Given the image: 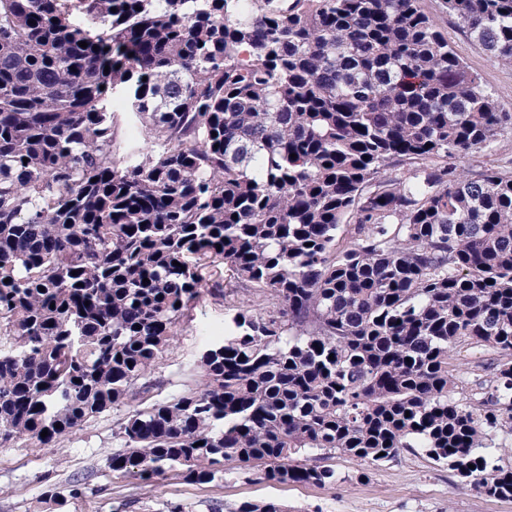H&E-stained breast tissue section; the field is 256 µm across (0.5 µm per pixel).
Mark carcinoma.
Instances as JSON below:
<instances>
[{"mask_svg":"<svg viewBox=\"0 0 512 512\" xmlns=\"http://www.w3.org/2000/svg\"><path fill=\"white\" fill-rule=\"evenodd\" d=\"M442 3L512 67V0ZM507 131L422 0H0V442L124 406L119 477L421 448L511 499L512 170L448 163ZM205 293L224 338L154 400ZM490 357H492L491 354L477 349H463L455 356V359L452 363L454 368L457 369L458 375L466 381L467 390H470V388H475V378L468 374V372L471 371L475 364H477L480 360Z\"/></svg>","mask_w":512,"mask_h":512,"instance_id":"cac0c4a2","label":"carcinoma"}]
</instances>
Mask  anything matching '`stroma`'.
Returning a JSON list of instances; mask_svg holds the SVG:
<instances>
[{
  "mask_svg": "<svg viewBox=\"0 0 512 512\" xmlns=\"http://www.w3.org/2000/svg\"><path fill=\"white\" fill-rule=\"evenodd\" d=\"M456 53L475 72L482 87L512 112V68L496 62L447 14L441 0H424ZM232 310L203 296L180 327L173 351L160 365L161 396L181 392L197 377V360L209 344L202 328L223 327ZM122 413L110 410L51 447L21 443L0 446V512H237L244 502H275L286 512H512V499L487 497L460 484L447 465L422 449L403 448L392 460L367 465L344 456L329 458L336 484H278L257 480L254 470L229 468L207 484H190L170 471L151 483L112 474L107 460L118 451L114 437ZM86 483L84 494L68 497L73 479ZM60 491L58 501L42 500L47 487Z\"/></svg>",
  "mask_w": 512,
  "mask_h": 512,
  "instance_id": "1",
  "label": "stroma"
}]
</instances>
